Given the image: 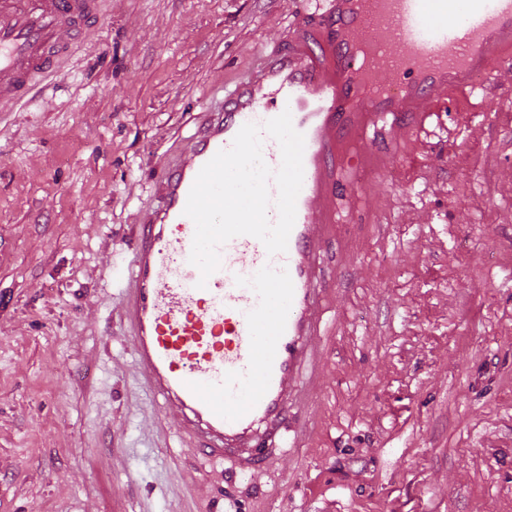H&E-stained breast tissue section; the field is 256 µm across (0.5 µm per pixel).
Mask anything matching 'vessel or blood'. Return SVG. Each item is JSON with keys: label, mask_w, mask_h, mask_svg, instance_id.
<instances>
[{"label": "vessel or blood", "mask_w": 512, "mask_h": 512, "mask_svg": "<svg viewBox=\"0 0 512 512\" xmlns=\"http://www.w3.org/2000/svg\"><path fill=\"white\" fill-rule=\"evenodd\" d=\"M99 0H0V104L53 74ZM512 68V0H331L302 20L222 100L195 115L190 153L155 167L152 203L119 274L118 315L135 369L183 439L243 475L300 447L301 402L316 381L325 326L323 256L346 188L359 186L369 131L399 138L434 116L433 92L468 91ZM290 112L305 140L286 252L241 235L209 278L190 263L185 215L202 167L244 124Z\"/></svg>", "instance_id": "1"}]
</instances>
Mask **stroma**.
Returning a JSON list of instances; mask_svg holds the SVG:
<instances>
[{
	"instance_id": "stroma-1",
	"label": "stroma",
	"mask_w": 512,
	"mask_h": 512,
	"mask_svg": "<svg viewBox=\"0 0 512 512\" xmlns=\"http://www.w3.org/2000/svg\"><path fill=\"white\" fill-rule=\"evenodd\" d=\"M301 3L101 0L0 105V512H512V74L367 167L303 447L232 473L135 375L115 292L152 170Z\"/></svg>"
}]
</instances>
